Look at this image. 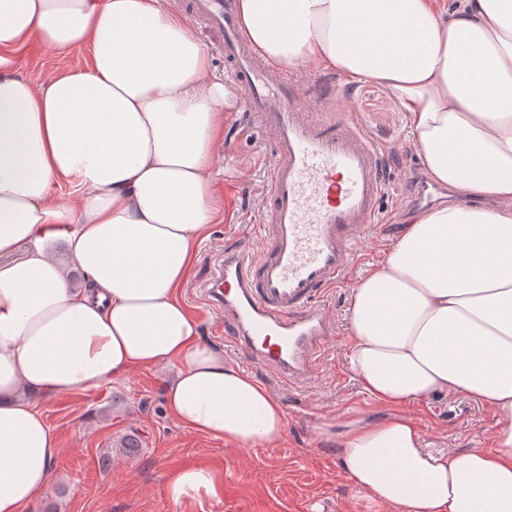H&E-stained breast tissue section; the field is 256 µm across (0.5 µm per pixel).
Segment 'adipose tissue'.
I'll return each instance as SVG.
<instances>
[{
  "instance_id": "ef3b65f1",
  "label": "adipose tissue",
  "mask_w": 512,
  "mask_h": 512,
  "mask_svg": "<svg viewBox=\"0 0 512 512\" xmlns=\"http://www.w3.org/2000/svg\"><path fill=\"white\" fill-rule=\"evenodd\" d=\"M244 36L276 67L373 81L399 102L430 178L490 208L416 214L351 293L347 362L390 407L336 436L360 495L397 512H512V0H236ZM35 41L88 49L37 86ZM183 17L160 0H0V512L45 495L58 456L34 399L169 365L187 430L229 446L276 444L286 413L199 336L177 290L219 211L224 111ZM70 188L75 205H60ZM62 236L84 287L44 251ZM464 393L498 419L493 446L432 454L408 402ZM216 489L204 465L172 499Z\"/></svg>"
}]
</instances>
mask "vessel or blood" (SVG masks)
<instances>
[{
    "mask_svg": "<svg viewBox=\"0 0 512 512\" xmlns=\"http://www.w3.org/2000/svg\"><path fill=\"white\" fill-rule=\"evenodd\" d=\"M192 23L216 31L228 80L250 117L275 132L266 208L254 251L226 249L206 293L223 309L234 342L288 385L309 382L327 350L324 294L343 283L387 184L384 155L351 116L304 111L299 82L273 73L240 35L233 0H184Z\"/></svg>",
    "mask_w": 512,
    "mask_h": 512,
    "instance_id": "vessel-or-blood-1",
    "label": "vessel or blood"
}]
</instances>
